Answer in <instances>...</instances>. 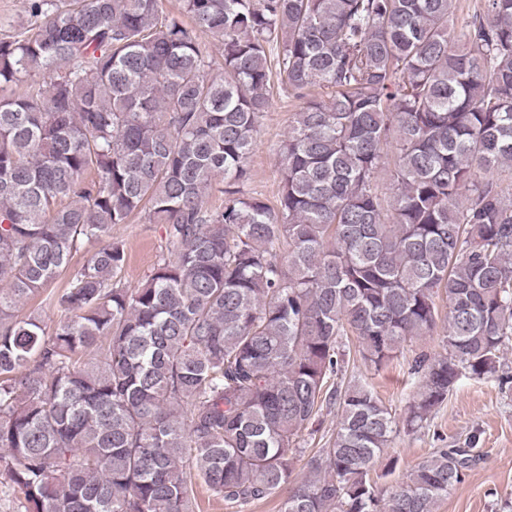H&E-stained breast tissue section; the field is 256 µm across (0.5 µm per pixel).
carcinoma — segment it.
<instances>
[{
    "label": "carcinoma",
    "mask_w": 512,
    "mask_h": 512,
    "mask_svg": "<svg viewBox=\"0 0 512 512\" xmlns=\"http://www.w3.org/2000/svg\"><path fill=\"white\" fill-rule=\"evenodd\" d=\"M454 3L183 0L187 23L161 0H28L0 38L20 87L0 98V479L25 512H196L199 485L230 512H438L465 449L388 487L375 464L512 339V0L459 29ZM275 92L300 106L270 205L239 184ZM136 215L165 236L131 288L112 227ZM63 274L53 331L16 315ZM434 335L401 421L347 376ZM323 413L324 414L320 417V420L313 426L314 428L318 429V432L311 436L312 439L305 432V441L301 442L302 447L320 448L328 439V437L334 432L336 428V417L334 416V413L328 414L326 411H323Z\"/></svg>",
    "instance_id": "obj_1"
}]
</instances>
